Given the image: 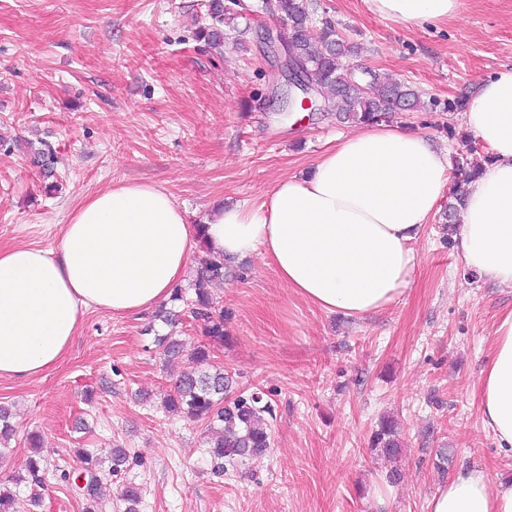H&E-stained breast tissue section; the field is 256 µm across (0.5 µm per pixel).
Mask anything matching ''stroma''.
<instances>
[{"mask_svg":"<svg viewBox=\"0 0 512 512\" xmlns=\"http://www.w3.org/2000/svg\"><path fill=\"white\" fill-rule=\"evenodd\" d=\"M208 2L0 0L1 246L54 244L79 201L120 181L163 187L195 223L216 203L262 197L349 132L325 112L257 108L275 80L258 34L280 21L264 16L219 56L196 36ZM310 3L315 26L359 44L357 64L421 91L423 106L395 123L466 152L465 101L479 79L512 66V0H460L455 16L422 28L379 18L364 0ZM36 138L56 148L53 195L22 147ZM413 249L401 296L357 320L306 302L259 255L246 258L245 280L211 286L233 313L216 362L275 408L269 454L220 474L203 442L207 420L162 407L186 364L162 363L152 314L89 312L58 366L32 381L0 379L16 427L0 480L17 477V512H84L68 479L81 470L76 452L116 444L130 458L120 474L103 471L102 512H124L130 482L140 512H428L442 485L439 448L449 474L477 466L512 476L478 402L512 288L472 276L442 214ZM384 417L400 425L395 465L370 450ZM32 433L39 485L25 477Z\"/></svg>","mask_w":512,"mask_h":512,"instance_id":"35a3bbf8","label":"stroma"}]
</instances>
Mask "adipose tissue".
I'll list each match as a JSON object with an SVG mask.
<instances>
[{"label": "adipose tissue", "mask_w": 512, "mask_h": 512, "mask_svg": "<svg viewBox=\"0 0 512 512\" xmlns=\"http://www.w3.org/2000/svg\"><path fill=\"white\" fill-rule=\"evenodd\" d=\"M383 19L421 27L453 17L459 0H365ZM465 126L494 156L466 187L453 239L480 278L512 287V67L483 80ZM446 151L386 122L339 135L306 172L259 201L221 204L202 223L164 189L119 182L82 200L50 248L0 246V378L31 381L55 368L88 311L150 312L188 273L199 245L257 254L306 302L360 318L409 285L412 248L450 184ZM479 407L499 448L512 452V308L500 311L482 371ZM428 512H512V478L465 468Z\"/></svg>", "instance_id": "ef3b65f1"}]
</instances>
